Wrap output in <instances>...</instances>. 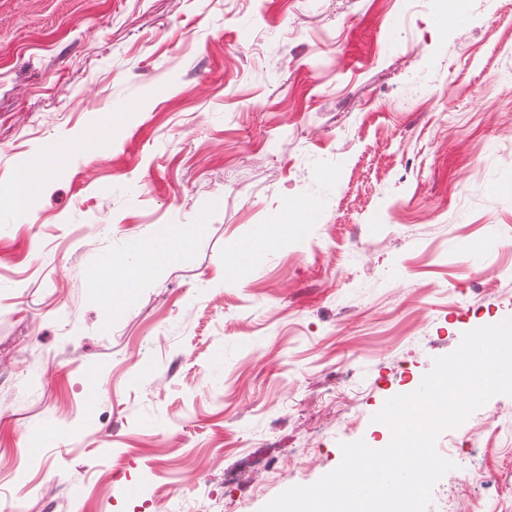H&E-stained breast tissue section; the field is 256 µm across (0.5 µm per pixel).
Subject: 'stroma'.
I'll return each mask as SVG.
<instances>
[{"label": "stroma", "mask_w": 512, "mask_h": 512, "mask_svg": "<svg viewBox=\"0 0 512 512\" xmlns=\"http://www.w3.org/2000/svg\"><path fill=\"white\" fill-rule=\"evenodd\" d=\"M506 81L512 0H0V512H261L372 442L512 317ZM466 424L427 512H512V396Z\"/></svg>", "instance_id": "1"}]
</instances>
